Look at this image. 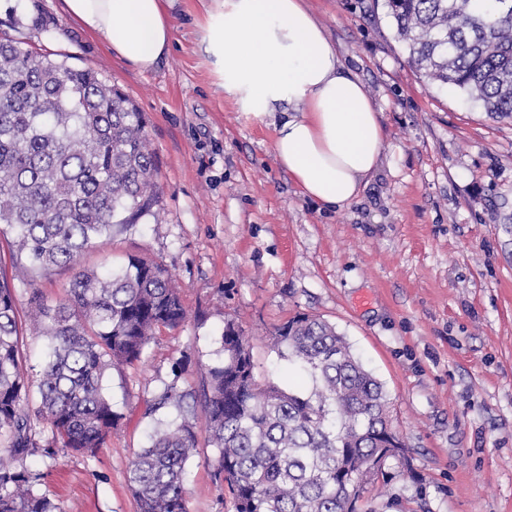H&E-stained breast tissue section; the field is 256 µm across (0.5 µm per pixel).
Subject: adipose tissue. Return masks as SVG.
<instances>
[{
  "label": "adipose tissue",
  "instance_id": "adipose-tissue-1",
  "mask_svg": "<svg viewBox=\"0 0 512 512\" xmlns=\"http://www.w3.org/2000/svg\"><path fill=\"white\" fill-rule=\"evenodd\" d=\"M83 28L140 70L168 54L166 0H64ZM200 49L225 94L272 121L277 165L329 209L355 201L384 149L379 113L304 0H213Z\"/></svg>",
  "mask_w": 512,
  "mask_h": 512
}]
</instances>
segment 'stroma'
I'll return each instance as SVG.
<instances>
[{
	"label": "stroma",
	"mask_w": 512,
	"mask_h": 512,
	"mask_svg": "<svg viewBox=\"0 0 512 512\" xmlns=\"http://www.w3.org/2000/svg\"><path fill=\"white\" fill-rule=\"evenodd\" d=\"M307 5L385 135L376 175L336 210L300 195L274 160L273 127L216 85L199 47L211 0H171L172 48L148 71L112 55L63 0H0V36L95 69L146 118L157 213L114 228L81 266L102 270L131 254L162 262L188 313L140 361L108 371L121 420L95 456L27 457L60 512H136L128 471L157 424L148 403L179 361L185 386L202 393L223 358L225 321L248 337L258 379L291 387L269 338L298 313L345 336L383 383L405 445L359 512H512V119L416 71L384 0ZM73 275L37 271L18 285L19 321L31 290L59 300ZM194 424L188 512H233L213 477L202 411Z\"/></svg>",
	"instance_id": "obj_1"
}]
</instances>
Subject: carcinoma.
<instances>
[{
    "mask_svg": "<svg viewBox=\"0 0 512 512\" xmlns=\"http://www.w3.org/2000/svg\"><path fill=\"white\" fill-rule=\"evenodd\" d=\"M412 65L442 85L512 117V0H386ZM161 187L132 100L89 67L0 38V234L12 237L21 273L76 269L55 303L32 291L29 320L44 338L39 403L27 407L15 286L0 280V512H57L35 490L24 459L90 454L104 447L121 416L104 378L131 364L161 328L187 312L168 268L130 255L107 270L79 267L82 252L154 214ZM224 360L203 393L213 477L235 512H357L372 477L404 444L385 432L382 383L336 328L297 314L271 345L297 379L285 390L260 383L248 342L232 321L221 336ZM183 369L153 400L168 418L130 463L137 512H188L185 474L197 436L181 386ZM51 438L40 445L37 425Z\"/></svg>",
    "mask_w": 512,
    "mask_h": 512,
    "instance_id": "obj_1",
    "label": "carcinoma"
}]
</instances>
